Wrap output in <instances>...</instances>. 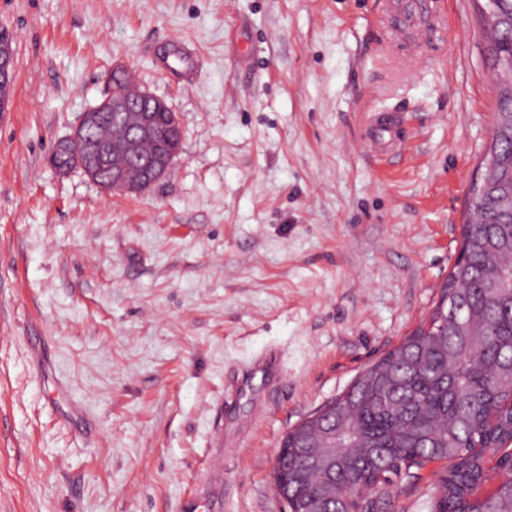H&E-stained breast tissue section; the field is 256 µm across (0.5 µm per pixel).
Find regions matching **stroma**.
I'll return each mask as SVG.
<instances>
[{
	"mask_svg": "<svg viewBox=\"0 0 512 512\" xmlns=\"http://www.w3.org/2000/svg\"><path fill=\"white\" fill-rule=\"evenodd\" d=\"M480 9L445 0L425 55L378 0H0V512H182L224 412L255 424L228 436L218 512H287L286 431L423 322L455 264L494 113ZM117 67L183 129L140 195L48 160ZM377 110L404 150L370 151ZM269 351L262 414L225 405ZM434 481L386 512H430ZM5 34L0 35V112L8 109L14 83L13 49L10 38Z\"/></svg>",
	"mask_w": 512,
	"mask_h": 512,
	"instance_id": "stroma-1",
	"label": "stroma"
}]
</instances>
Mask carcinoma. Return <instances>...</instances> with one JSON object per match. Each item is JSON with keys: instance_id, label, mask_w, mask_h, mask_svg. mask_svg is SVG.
Segmentation results:
<instances>
[{"instance_id": "obj_1", "label": "carcinoma", "mask_w": 512, "mask_h": 512, "mask_svg": "<svg viewBox=\"0 0 512 512\" xmlns=\"http://www.w3.org/2000/svg\"><path fill=\"white\" fill-rule=\"evenodd\" d=\"M492 66L512 72V28L492 23ZM497 119L486 154L490 187L468 202L464 259L451 269L431 325L421 324L360 374L349 389L288 436L294 512H356L354 491L382 512L394 481L442 462L431 512H512V94L496 90ZM336 461L334 481L312 445Z\"/></svg>"}]
</instances>
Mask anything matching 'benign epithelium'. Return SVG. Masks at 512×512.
<instances>
[{
    "label": "benign epithelium",
    "instance_id": "obj_1",
    "mask_svg": "<svg viewBox=\"0 0 512 512\" xmlns=\"http://www.w3.org/2000/svg\"><path fill=\"white\" fill-rule=\"evenodd\" d=\"M14 83V56L11 40L0 35V112L11 101ZM165 116L174 133L171 143L148 158L142 145L155 136V118ZM120 118L131 134L120 141L109 135L112 117ZM182 144V128L176 112L161 98L140 91L137 96L110 93L82 113L73 132L55 143L51 164L59 171L81 169L105 193L139 195L167 173Z\"/></svg>",
    "mask_w": 512,
    "mask_h": 512
}]
</instances>
